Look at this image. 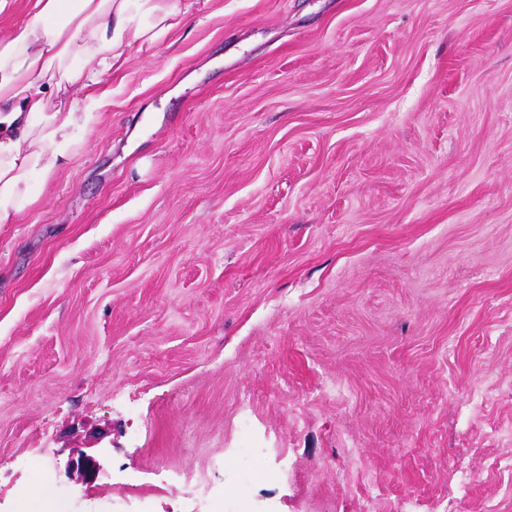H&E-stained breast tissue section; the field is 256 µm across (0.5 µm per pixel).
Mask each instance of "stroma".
Returning a JSON list of instances; mask_svg holds the SVG:
<instances>
[{
    "label": "stroma",
    "mask_w": 512,
    "mask_h": 512,
    "mask_svg": "<svg viewBox=\"0 0 512 512\" xmlns=\"http://www.w3.org/2000/svg\"><path fill=\"white\" fill-rule=\"evenodd\" d=\"M190 3L0 226V512H512V0ZM66 469L68 473H76L82 480L95 479L101 465L93 456L86 454L81 448H73Z\"/></svg>",
    "instance_id": "stroma-1"
}]
</instances>
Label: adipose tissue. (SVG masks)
<instances>
[{
	"instance_id": "ef3b65f1",
	"label": "adipose tissue",
	"mask_w": 512,
	"mask_h": 512,
	"mask_svg": "<svg viewBox=\"0 0 512 512\" xmlns=\"http://www.w3.org/2000/svg\"><path fill=\"white\" fill-rule=\"evenodd\" d=\"M184 15L180 0H31L0 36V225L78 156L130 49L153 46Z\"/></svg>"
}]
</instances>
